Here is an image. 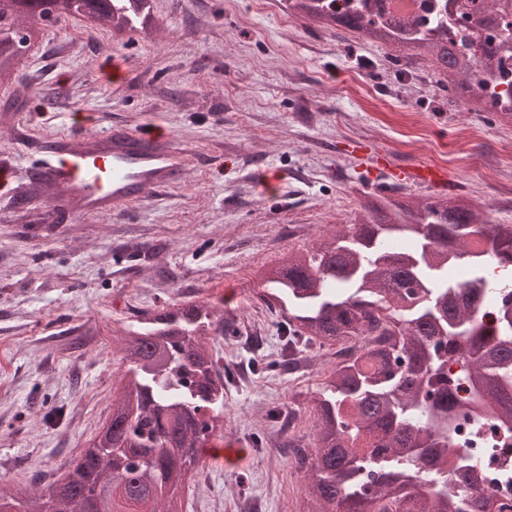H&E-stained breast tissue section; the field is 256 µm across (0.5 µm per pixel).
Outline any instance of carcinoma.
<instances>
[{
  "label": "carcinoma",
  "mask_w": 512,
  "mask_h": 512,
  "mask_svg": "<svg viewBox=\"0 0 512 512\" xmlns=\"http://www.w3.org/2000/svg\"><path fill=\"white\" fill-rule=\"evenodd\" d=\"M423 0L427 17L390 16L385 0H287L312 24L391 44L408 60L429 61L436 87L482 112L512 120V0H455L447 20L440 2ZM0 10V86L15 80L27 45L42 36V0H11ZM55 17L87 19L114 37L148 36L157 27L153 0H55ZM500 91L488 93V87ZM409 232L410 251L387 238ZM512 271V224H487L459 197L412 202L369 195L347 229L313 238L255 271L261 300L282 312L281 340L290 351L311 343L363 344L325 374L315 390L294 393L311 408L312 445H293L302 475L304 512H484L489 495L466 456L448 459V432L458 412L491 419L512 436V305L499 308L498 329L473 317L501 285L486 260ZM465 264L461 285L448 265ZM224 316L209 297L169 310H141L119 348L121 378L107 428L67 469L34 496L0 483V512H186L184 491L203 469L209 438L224 437V367L213 340ZM469 353L463 377L472 398L448 388V360ZM429 474L422 481L415 468Z\"/></svg>",
  "instance_id": "carcinoma-1"
}]
</instances>
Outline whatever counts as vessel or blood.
I'll list each match as a JSON object with an SVG mask.
<instances>
[{"mask_svg":"<svg viewBox=\"0 0 512 512\" xmlns=\"http://www.w3.org/2000/svg\"><path fill=\"white\" fill-rule=\"evenodd\" d=\"M37 175L56 183L64 199L79 212L120 211L143 200L155 188L179 181L187 166L185 151L175 148L168 135L133 134L115 126L103 134L73 130L40 142ZM376 168L399 181L434 190L446 189V171L425 165L404 168L381 152Z\"/></svg>","mask_w":512,"mask_h":512,"instance_id":"b4317fda","label":"vessel or blood"}]
</instances>
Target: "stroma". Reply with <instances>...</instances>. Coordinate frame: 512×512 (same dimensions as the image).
<instances>
[{
    "instance_id": "1",
    "label": "stroma",
    "mask_w": 512,
    "mask_h": 512,
    "mask_svg": "<svg viewBox=\"0 0 512 512\" xmlns=\"http://www.w3.org/2000/svg\"><path fill=\"white\" fill-rule=\"evenodd\" d=\"M158 27L117 39L79 18L44 27L21 58L0 111V157L29 185L34 143L87 117L170 132L189 161L178 182L123 217L63 208L40 190L28 213L0 190V480L34 494L106 421L118 374L113 348L135 310L208 294L235 319L216 340L231 378L224 434L242 461L208 463L187 512H302L288 438L308 440L296 387L336 362L312 348L303 372L264 371L282 350L281 318L254 271L350 224L367 194L428 191L386 172L366 176L352 141L403 166L447 169L449 193L481 218L512 224V123L438 91L427 63L399 71L391 48L291 15L285 0H154ZM365 94H357V85Z\"/></svg>"
}]
</instances>
